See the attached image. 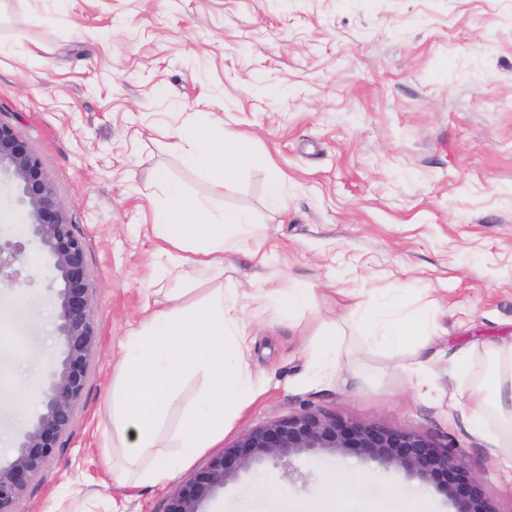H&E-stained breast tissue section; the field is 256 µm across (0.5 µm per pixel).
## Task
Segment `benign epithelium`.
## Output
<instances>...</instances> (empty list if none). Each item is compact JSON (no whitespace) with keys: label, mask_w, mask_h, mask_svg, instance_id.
Returning a JSON list of instances; mask_svg holds the SVG:
<instances>
[{"label":"benign epithelium","mask_w":512,"mask_h":512,"mask_svg":"<svg viewBox=\"0 0 512 512\" xmlns=\"http://www.w3.org/2000/svg\"><path fill=\"white\" fill-rule=\"evenodd\" d=\"M2 170L16 181L17 205L25 223L62 282L57 330L64 348L43 392V411L20 438L13 460L0 465V512H16L29 483L54 461L73 430L99 336L97 307L88 284L86 242L75 234L39 153L14 127L0 122ZM21 251L19 242L0 244V288L21 287L20 272L13 269ZM350 450L437 483L455 512H492L480 482L468 474L464 456L453 446H438L415 431L348 425L312 412L244 432L170 497L167 512H205V503L229 480L264 459L283 462L304 452Z\"/></svg>","instance_id":"benign-epithelium-1"}]
</instances>
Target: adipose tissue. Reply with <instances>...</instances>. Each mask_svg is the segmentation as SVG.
I'll return each mask as SVG.
<instances>
[{"instance_id": "obj_1", "label": "adipose tissue", "mask_w": 512, "mask_h": 512, "mask_svg": "<svg viewBox=\"0 0 512 512\" xmlns=\"http://www.w3.org/2000/svg\"><path fill=\"white\" fill-rule=\"evenodd\" d=\"M176 135L191 147L211 183L221 186L234 177L244 156L239 137L225 134L220 127L198 125L182 126ZM156 181L165 203L152 211L151 229L159 242L153 287L166 297L168 306L144 309L138 326L121 339L118 373L108 404L112 433L123 442L138 485L152 487L171 480L178 468L190 465L211 442L223 437L227 404L244 406L261 388L247 372V331L242 319L246 303L256 302L257 294L247 293L242 300L230 302L223 289L216 288L202 303L188 304L184 301L187 288L172 285L178 265L223 267L224 251L230 244L226 228L248 237L255 232L254 222L241 211H212L164 176H157ZM439 329L429 313L403 314L396 300L387 313L367 310L362 314L363 335L389 350L404 347L414 336H435ZM49 366L46 352L28 356L16 383L0 387V407L32 403L40 373ZM196 375L202 381L183 416L176 453L144 459V449L156 445L168 399ZM511 400L512 371L491 370L467 415L471 432L485 434L490 410Z\"/></svg>"}]
</instances>
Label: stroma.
Wrapping results in <instances>:
<instances>
[{"mask_svg":"<svg viewBox=\"0 0 512 512\" xmlns=\"http://www.w3.org/2000/svg\"><path fill=\"white\" fill-rule=\"evenodd\" d=\"M221 118L264 165H241L213 189L173 135ZM0 120L40 154L86 241L101 346L72 437L34 479L17 512H72L109 496L107 403L119 341L152 293L148 234L163 196L157 173L216 211L251 212L265 229L224 254L223 270L186 266L176 284L193 299L211 288H309L313 305L288 317L274 298L244 320L249 370L263 391L162 487L131 489L121 512H165L170 494L246 430L303 412L413 430L454 445L493 512H512V435L469 431L467 407L448 395L476 389L500 347L512 344V0H0ZM283 200L270 204V180ZM0 180V239L24 242L38 265L21 291L0 289V384L13 383L27 337L58 356L54 272ZM435 308L447 332L427 348L376 346L361 312ZM322 328L340 336L337 371L311 387L308 354ZM466 353L467 375L453 360ZM428 361L418 387L412 363ZM40 411L0 409V464ZM294 478H287V470ZM290 469L268 459L227 482L208 512H307L323 483L368 474L348 503L369 512L400 495L454 512L435 483L354 453H303ZM279 484L285 498H265Z\"/></svg>","mask_w":512,"mask_h":512,"instance_id":"stroma-1","label":"stroma"}]
</instances>
